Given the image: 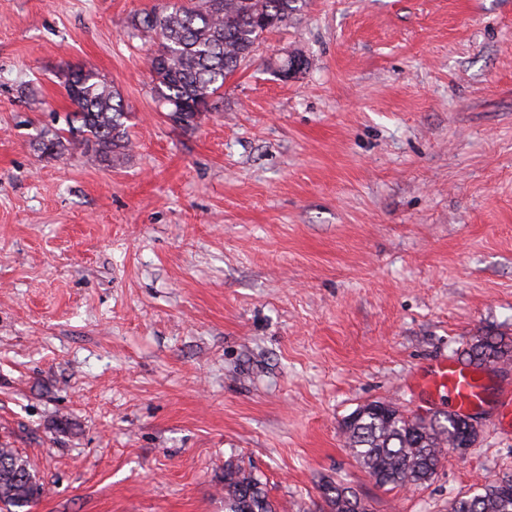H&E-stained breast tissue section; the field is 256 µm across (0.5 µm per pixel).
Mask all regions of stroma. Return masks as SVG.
<instances>
[{
	"label": "stroma",
	"mask_w": 512,
	"mask_h": 512,
	"mask_svg": "<svg viewBox=\"0 0 512 512\" xmlns=\"http://www.w3.org/2000/svg\"><path fill=\"white\" fill-rule=\"evenodd\" d=\"M156 2L0 0V446L31 512H224L229 459L277 512L336 481L448 512L512 473V365L421 486L378 487L342 432L374 400L447 410L427 367L512 336V0H305L191 127L132 33ZM70 65L128 106L112 164L37 148ZM43 491L28 462L13 448H0V511L31 506V500H38Z\"/></svg>",
	"instance_id": "1"
}]
</instances>
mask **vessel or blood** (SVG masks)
Listing matches in <instances>:
<instances>
[{
	"label": "vessel or blood",
	"instance_id": "1",
	"mask_svg": "<svg viewBox=\"0 0 512 512\" xmlns=\"http://www.w3.org/2000/svg\"><path fill=\"white\" fill-rule=\"evenodd\" d=\"M427 392L447 397L450 411L464 414L479 410L485 401V387L473 369L453 361H439L426 372Z\"/></svg>",
	"mask_w": 512,
	"mask_h": 512
}]
</instances>
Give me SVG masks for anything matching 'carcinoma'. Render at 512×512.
<instances>
[{"instance_id":"1","label":"carcinoma","mask_w":512,"mask_h":512,"mask_svg":"<svg viewBox=\"0 0 512 512\" xmlns=\"http://www.w3.org/2000/svg\"><path fill=\"white\" fill-rule=\"evenodd\" d=\"M299 0H172L133 17L132 28L156 39L149 56L152 93L163 112L174 119L206 112L224 82L249 60L260 36L292 19ZM79 93L67 95L72 109L65 129L41 130L43 154L62 155L64 141H79L86 161L110 163L129 147L121 93L99 73L79 69ZM475 367L512 362V337L487 332L460 351ZM460 415L409 416L392 405L374 407L343 427L345 447L377 485L394 490L428 481L441 455L461 434ZM44 491L28 462L12 448H0V509L15 512L31 505ZM331 512H369L351 487L323 485ZM225 512H276L261 479L231 460L224 463ZM448 512H512V475L456 497Z\"/></svg>"}]
</instances>
